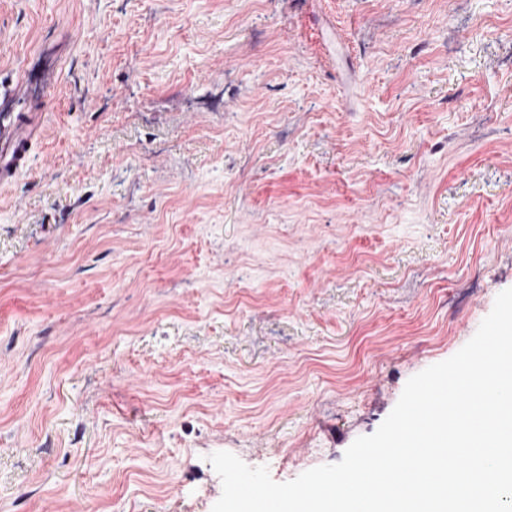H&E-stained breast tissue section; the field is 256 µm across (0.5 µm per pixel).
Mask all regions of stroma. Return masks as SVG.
Masks as SVG:
<instances>
[{"mask_svg": "<svg viewBox=\"0 0 512 512\" xmlns=\"http://www.w3.org/2000/svg\"><path fill=\"white\" fill-rule=\"evenodd\" d=\"M0 512H212L341 461L512 288V0H0ZM42 129L36 117L21 125L9 138L0 140V184H8L17 173L28 166L34 143Z\"/></svg>", "mask_w": 512, "mask_h": 512, "instance_id": "1", "label": "stroma"}]
</instances>
